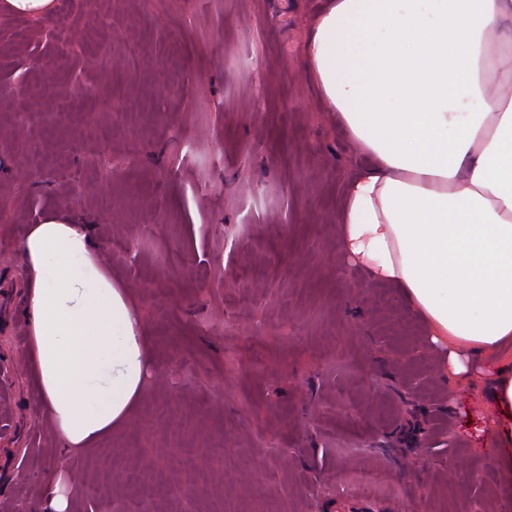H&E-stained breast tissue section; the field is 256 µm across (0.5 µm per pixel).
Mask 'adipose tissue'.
I'll use <instances>...</instances> for the list:
<instances>
[{
    "mask_svg": "<svg viewBox=\"0 0 512 512\" xmlns=\"http://www.w3.org/2000/svg\"><path fill=\"white\" fill-rule=\"evenodd\" d=\"M304 58L371 159L342 189L347 257L403 289L455 377L489 370L512 462V0H328ZM91 230L50 214L21 241L29 356L66 454L129 417L150 367Z\"/></svg>",
    "mask_w": 512,
    "mask_h": 512,
    "instance_id": "obj_1",
    "label": "adipose tissue"
}]
</instances>
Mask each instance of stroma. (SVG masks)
I'll return each instance as SVG.
<instances>
[{
	"instance_id": "stroma-1",
	"label": "stroma",
	"mask_w": 512,
	"mask_h": 512,
	"mask_svg": "<svg viewBox=\"0 0 512 512\" xmlns=\"http://www.w3.org/2000/svg\"><path fill=\"white\" fill-rule=\"evenodd\" d=\"M326 4L69 0L62 23L0 0V77L23 78L0 95V512H31L61 467L100 488L73 512H111L135 471L143 512H512V473L472 444L495 417L484 379L454 377L401 290L341 246L366 160L304 65ZM50 211L94 218L154 366L128 421L64 460L18 250ZM180 446L199 462L183 489ZM372 468L387 479L365 497L336 483Z\"/></svg>"
}]
</instances>
